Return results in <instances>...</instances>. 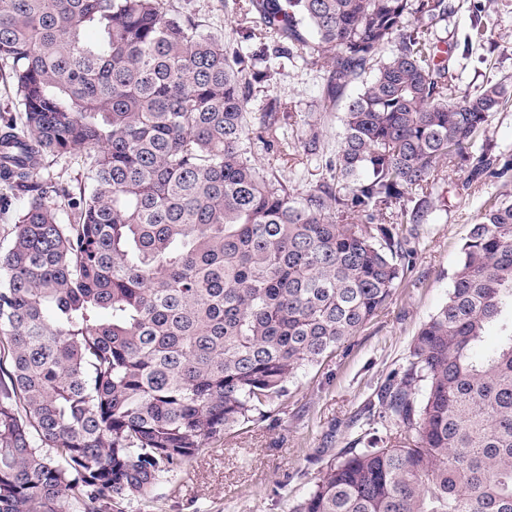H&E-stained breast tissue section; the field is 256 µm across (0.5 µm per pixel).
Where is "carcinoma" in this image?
<instances>
[{"mask_svg": "<svg viewBox=\"0 0 512 512\" xmlns=\"http://www.w3.org/2000/svg\"><path fill=\"white\" fill-rule=\"evenodd\" d=\"M164 2L0 0V77L21 112L0 124V182L27 199L0 251V512L154 502L387 304L441 161L476 180L512 171L472 152L506 87L448 98L433 27L452 0H234L236 32L252 38L258 13L326 69L328 96L373 70L331 183L305 198L248 136L247 67L269 45L244 57ZM284 109L261 101L265 132ZM74 152L84 179L59 187L46 172ZM378 403L292 512H512V195L473 225Z\"/></svg>", "mask_w": 512, "mask_h": 512, "instance_id": "1", "label": "carcinoma"}]
</instances>
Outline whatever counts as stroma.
Here are the masks:
<instances>
[{
    "label": "stroma",
    "mask_w": 512,
    "mask_h": 512,
    "mask_svg": "<svg viewBox=\"0 0 512 512\" xmlns=\"http://www.w3.org/2000/svg\"><path fill=\"white\" fill-rule=\"evenodd\" d=\"M436 28L455 59L452 96L461 98L487 83L512 92V0H470ZM204 32L229 33L234 14L225 0H172ZM480 10L485 42L465 49L473 10ZM271 83L253 86L256 98L280 97L291 114L277 132L288 154L274 159L257 140L258 113L249 134L261 164L275 163L294 194L318 192L330 180L326 163L341 142L342 117L361 89L351 83L334 101L325 96L320 72L281 56ZM512 193L507 176L473 182L467 163L451 159L409 237L411 253L387 306L336 351L306 367L288 393L268 404L264 416L208 440L196 458L157 491L154 512H290L319 470L352 446L365 429V413L387 384L406 368L414 337L447 301L460 249L491 197Z\"/></svg>",
    "instance_id": "stroma-1"
}]
</instances>
